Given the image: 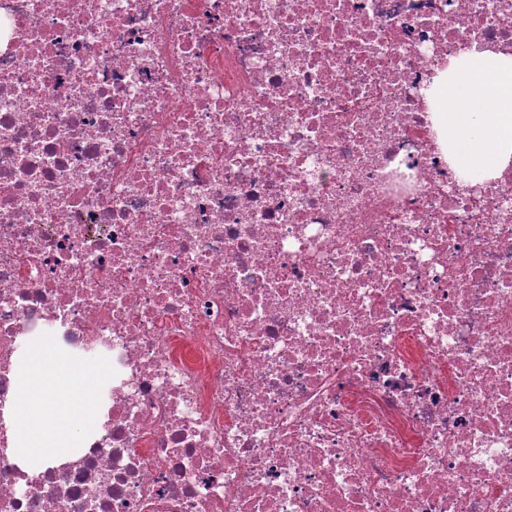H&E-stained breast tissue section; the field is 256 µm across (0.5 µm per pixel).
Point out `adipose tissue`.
<instances>
[{
    "instance_id": "adipose-tissue-1",
    "label": "adipose tissue",
    "mask_w": 512,
    "mask_h": 512,
    "mask_svg": "<svg viewBox=\"0 0 512 512\" xmlns=\"http://www.w3.org/2000/svg\"><path fill=\"white\" fill-rule=\"evenodd\" d=\"M438 125L451 160L480 180L512 163V55L482 48L451 57L433 81ZM99 370L55 358L51 342L28 355L23 398L12 412L13 459L35 473L70 458L94 414L89 395Z\"/></svg>"
}]
</instances>
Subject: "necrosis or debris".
Instances as JSON below:
<instances>
[{
    "label": "necrosis or debris",
    "instance_id": "necrosis-or-debris-1",
    "mask_svg": "<svg viewBox=\"0 0 512 512\" xmlns=\"http://www.w3.org/2000/svg\"><path fill=\"white\" fill-rule=\"evenodd\" d=\"M512 0H0V512H512V164L428 94ZM95 428L13 460L40 338Z\"/></svg>",
    "mask_w": 512,
    "mask_h": 512
}]
</instances>
